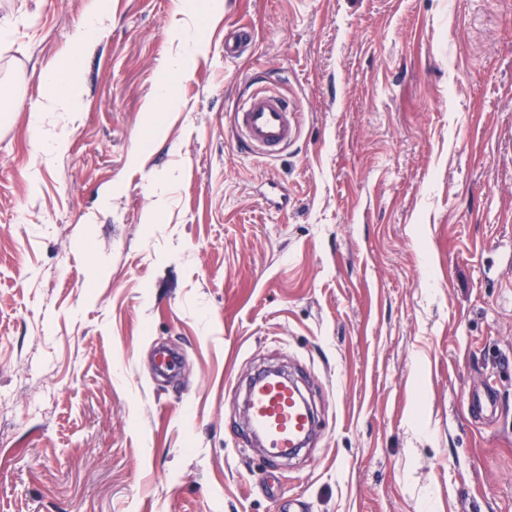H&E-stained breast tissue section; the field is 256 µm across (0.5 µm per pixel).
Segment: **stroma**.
<instances>
[{
    "label": "stroma",
    "instance_id": "stroma-1",
    "mask_svg": "<svg viewBox=\"0 0 512 512\" xmlns=\"http://www.w3.org/2000/svg\"><path fill=\"white\" fill-rule=\"evenodd\" d=\"M185 2L110 0L37 158L87 0H0V512H512V0ZM261 87L299 115L268 159L233 134ZM269 366L319 419L273 463ZM99 0H89L86 13L81 23V33L78 46L67 56L68 65L58 69L50 76L52 91L44 100L29 110L34 130V156L58 154L63 152L65 141L59 137H51L41 131L40 117L42 112H76V102L79 99V88L74 78L78 72V58L84 46L89 42L93 32L105 17ZM252 41V32L247 27H238L224 34L225 58H236L241 55Z\"/></svg>",
    "mask_w": 512,
    "mask_h": 512
}]
</instances>
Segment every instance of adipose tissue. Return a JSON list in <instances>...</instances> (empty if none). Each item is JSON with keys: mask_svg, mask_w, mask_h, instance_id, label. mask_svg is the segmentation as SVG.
I'll list each match as a JSON object with an SVG mask.
<instances>
[{"mask_svg": "<svg viewBox=\"0 0 512 512\" xmlns=\"http://www.w3.org/2000/svg\"><path fill=\"white\" fill-rule=\"evenodd\" d=\"M80 54L79 48L71 50L67 65L55 71L50 77L51 92L45 96L42 102L30 109L31 122L36 126L33 140L35 156L58 154L64 150V140L43 134L42 131H39L38 124L42 113L75 111L79 99V88L74 78L78 71Z\"/></svg>", "mask_w": 512, "mask_h": 512, "instance_id": "ef3b65f1", "label": "adipose tissue"}]
</instances>
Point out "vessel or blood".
<instances>
[{
	"instance_id": "vessel-or-blood-1",
	"label": "vessel or blood",
	"mask_w": 512,
	"mask_h": 512,
	"mask_svg": "<svg viewBox=\"0 0 512 512\" xmlns=\"http://www.w3.org/2000/svg\"><path fill=\"white\" fill-rule=\"evenodd\" d=\"M252 41V32L239 27L224 35V55H241ZM240 144L250 153L271 157L288 147L298 135V121L282 95L260 89L243 99L233 114ZM246 407L253 433L266 447L297 451L312 436L315 417L304 404L298 386L262 371L251 380Z\"/></svg>"
}]
</instances>
